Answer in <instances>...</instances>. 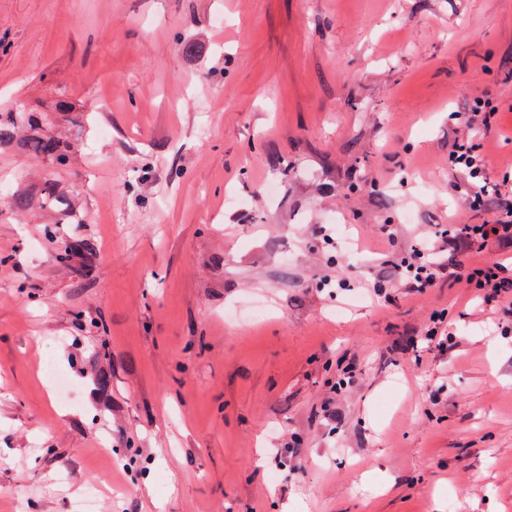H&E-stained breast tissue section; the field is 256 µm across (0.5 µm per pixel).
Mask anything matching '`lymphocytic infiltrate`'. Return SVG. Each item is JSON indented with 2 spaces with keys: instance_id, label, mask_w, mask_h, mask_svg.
<instances>
[{
  "instance_id": "1",
  "label": "lymphocytic infiltrate",
  "mask_w": 512,
  "mask_h": 512,
  "mask_svg": "<svg viewBox=\"0 0 512 512\" xmlns=\"http://www.w3.org/2000/svg\"><path fill=\"white\" fill-rule=\"evenodd\" d=\"M498 106L481 96H468L448 114L453 137L448 151V170L453 187L468 210H478L485 199L497 202L491 220L479 224H452L422 233L411 252L394 266L389 280H374L371 292L393 301L397 290L425 293L440 279H448L472 296L477 311L490 301L512 294V270L488 257L489 246L512 241V168L501 182L491 183L484 154V140L497 121Z\"/></svg>"
}]
</instances>
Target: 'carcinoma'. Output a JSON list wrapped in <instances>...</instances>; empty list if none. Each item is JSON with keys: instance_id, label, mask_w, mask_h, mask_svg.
<instances>
[{"instance_id": "cac0c4a2", "label": "carcinoma", "mask_w": 512, "mask_h": 512, "mask_svg": "<svg viewBox=\"0 0 512 512\" xmlns=\"http://www.w3.org/2000/svg\"><path fill=\"white\" fill-rule=\"evenodd\" d=\"M79 108L66 98H58L49 102H40L34 107H23L17 111H9L0 116V142L18 136L33 142L35 152L46 156L60 165H66L77 154V145L71 140L59 136L42 134L45 112H77ZM8 203L17 211H27L33 207L42 210L51 209L63 216L69 215L71 204L58 186L44 182L43 188L35 195L17 188L5 196ZM83 244L79 240L60 241L57 261L67 264L71 257L81 252Z\"/></svg>"}]
</instances>
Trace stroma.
Wrapping results in <instances>:
<instances>
[{"instance_id":"1","label":"stroma","mask_w":512,"mask_h":512,"mask_svg":"<svg viewBox=\"0 0 512 512\" xmlns=\"http://www.w3.org/2000/svg\"><path fill=\"white\" fill-rule=\"evenodd\" d=\"M0 42L1 110L83 105L47 115L68 166L0 145V186L73 208L0 202V512H83L92 485L95 512H512V306L360 286L413 243L379 225L455 212V90L498 104L489 172L512 162V0H0ZM331 258L352 289L319 288ZM443 310L459 349L413 361ZM4 199L17 211H27L34 206L42 210L51 209L63 216H69L71 204L64 193L58 190L55 183L44 182L43 188L36 195L29 194L26 190L16 188L13 192L8 191ZM44 376L59 400L66 401L70 398L71 391L69 383L59 370L53 355L50 353L45 357Z\"/></svg>"}]
</instances>
